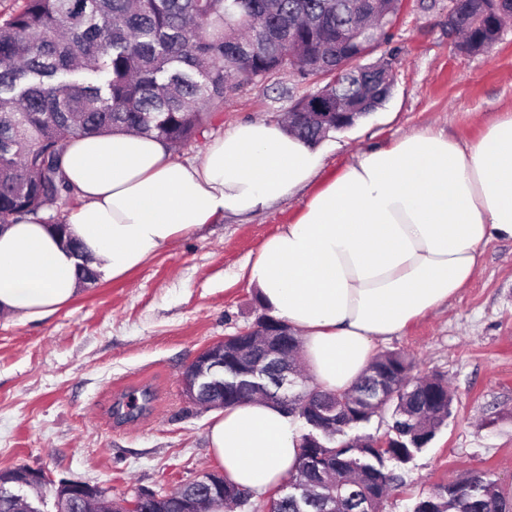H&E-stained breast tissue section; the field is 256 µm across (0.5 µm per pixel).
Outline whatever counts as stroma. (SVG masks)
Segmentation results:
<instances>
[{"mask_svg":"<svg viewBox=\"0 0 512 512\" xmlns=\"http://www.w3.org/2000/svg\"><path fill=\"white\" fill-rule=\"evenodd\" d=\"M380 52L394 59L391 94L320 142L323 174L427 128L469 142L512 112V25L493 46L466 52L448 33V0H411ZM314 90L294 70L263 84L240 81L204 139L174 158L199 160L238 123L280 121ZM307 196L203 225L123 277L89 283L43 319L1 316L0 470L42 468L115 499L221 472L207 439L215 413L189 403L181 372L202 348L266 315L246 265ZM376 351L408 354L454 394L450 416L401 469L382 512H410L433 485L478 471L512 499V240L490 242L466 288ZM146 385L155 393L151 411L117 421L115 403Z\"/></svg>","mask_w":512,"mask_h":512,"instance_id":"obj_1","label":"stroma"}]
</instances>
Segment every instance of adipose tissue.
I'll return each instance as SVG.
<instances>
[{"mask_svg": "<svg viewBox=\"0 0 512 512\" xmlns=\"http://www.w3.org/2000/svg\"><path fill=\"white\" fill-rule=\"evenodd\" d=\"M322 167L313 144L265 122L236 125L197 164L144 134L73 137L62 168L78 204L63 235L32 215L0 225V314L56 312L81 290L79 264L121 277L202 225L289 199ZM500 238L512 240L511 112L472 143L426 130L361 153L263 243L246 277L300 331L314 389L342 393L368 372L377 341L453 299ZM208 440L226 478L258 494L299 464L291 421L260 399L225 408Z\"/></svg>", "mask_w": 512, "mask_h": 512, "instance_id": "ef3b65f1", "label": "adipose tissue"}]
</instances>
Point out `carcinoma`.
I'll use <instances>...</instances> for the list:
<instances>
[{
  "label": "carcinoma",
  "mask_w": 512,
  "mask_h": 512,
  "mask_svg": "<svg viewBox=\"0 0 512 512\" xmlns=\"http://www.w3.org/2000/svg\"><path fill=\"white\" fill-rule=\"evenodd\" d=\"M339 2L280 0L272 12L266 0H23L0 21V224L71 193L61 158L74 136L116 129L183 145L209 130L233 90L230 74L263 83L295 66L305 79L317 76L336 63L346 39ZM468 2L460 33L494 43L491 29L470 26ZM331 93L368 113L388 98L362 102L346 76ZM293 133L313 144L326 137L308 122ZM374 366L386 384L379 398L366 375L347 392L305 390L283 406L301 423V463L292 477L309 495L283 498L278 512H380L389 488L402 482L387 463H409L447 419L452 396L443 378L414 377V362L397 352ZM153 399L144 386L114 414L133 421ZM332 399L336 421L328 435L310 440V413ZM386 411L389 447L349 438ZM504 499L495 482L475 473L466 486H437L412 512H495Z\"/></svg>",
  "instance_id": "obj_1"
}]
</instances>
